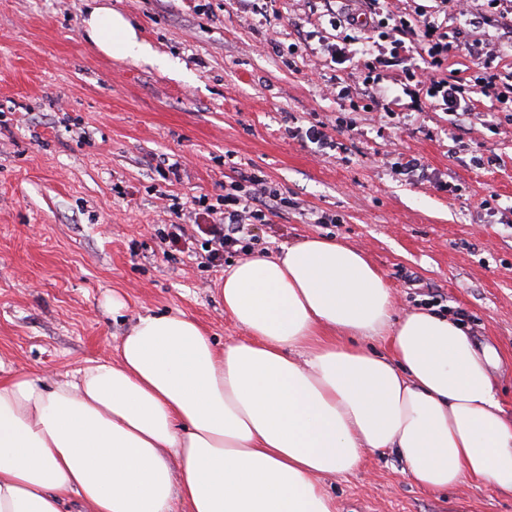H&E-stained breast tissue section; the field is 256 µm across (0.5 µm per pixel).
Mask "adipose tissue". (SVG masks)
Segmentation results:
<instances>
[{
    "instance_id": "ef3b65f1",
    "label": "adipose tissue",
    "mask_w": 512,
    "mask_h": 512,
    "mask_svg": "<svg viewBox=\"0 0 512 512\" xmlns=\"http://www.w3.org/2000/svg\"><path fill=\"white\" fill-rule=\"evenodd\" d=\"M88 40L149 55L98 5ZM224 310L245 338L217 346L181 313L139 316L115 359L46 386L0 377V512H336L330 478L392 451L421 488L466 479L512 493V417L490 349L454 318L396 315L360 250L311 237L224 272ZM376 338L388 354L359 346Z\"/></svg>"
}]
</instances>
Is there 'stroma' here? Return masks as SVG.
Masks as SVG:
<instances>
[{
    "label": "stroma",
    "mask_w": 512,
    "mask_h": 512,
    "mask_svg": "<svg viewBox=\"0 0 512 512\" xmlns=\"http://www.w3.org/2000/svg\"><path fill=\"white\" fill-rule=\"evenodd\" d=\"M94 2L0 0L1 375L53 384L114 354L146 312H183L220 345L240 338L223 268L167 258L158 230L253 172L289 201L258 229L269 252L311 236L345 242L384 274L400 312L424 298L403 282L415 273L497 350L491 373L512 414V87L473 92L486 72H512L501 23L512 0H472L464 15L456 0H390L386 15L377 0H351L361 23L339 29L337 0H102L153 61L95 48L83 27ZM418 16L449 46L439 75L462 91L458 117L417 84L420 59L396 41L395 26ZM474 38L489 70L462 49ZM335 46L349 56L332 57ZM359 58L380 60L377 82ZM313 125L326 143L306 139ZM411 157L418 171L394 172ZM325 213L339 223H319ZM328 489L336 512H512V494L484 481L428 492L389 451Z\"/></svg>",
    "instance_id": "stroma-1"
}]
</instances>
